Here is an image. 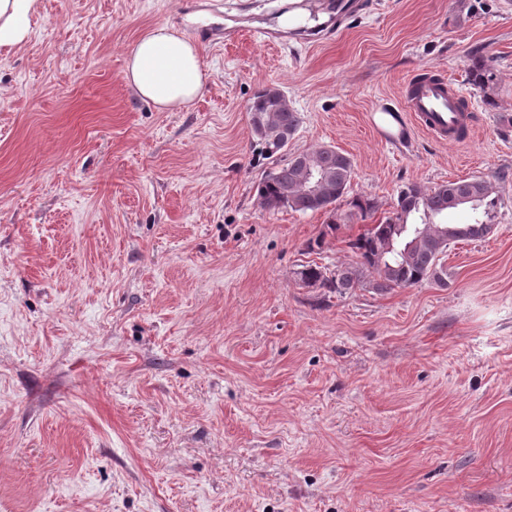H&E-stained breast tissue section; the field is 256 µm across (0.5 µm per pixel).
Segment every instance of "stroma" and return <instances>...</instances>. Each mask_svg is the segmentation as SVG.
<instances>
[{
  "label": "stroma",
  "instance_id": "1",
  "mask_svg": "<svg viewBox=\"0 0 512 512\" xmlns=\"http://www.w3.org/2000/svg\"><path fill=\"white\" fill-rule=\"evenodd\" d=\"M0 54V512H512V0H359L320 43L255 41L302 0H42ZM241 30L200 41L198 27ZM199 40L207 80L162 112L122 79L139 37ZM492 57L489 92L467 75ZM432 72L468 87L469 139L382 143L368 115ZM300 113L351 195L479 176L495 229L448 284L305 285L367 227L270 210L247 105Z\"/></svg>",
  "mask_w": 512,
  "mask_h": 512
}]
</instances>
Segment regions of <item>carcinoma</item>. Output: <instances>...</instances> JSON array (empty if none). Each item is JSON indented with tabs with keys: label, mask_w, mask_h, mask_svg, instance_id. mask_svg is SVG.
Instances as JSON below:
<instances>
[{
	"label": "carcinoma",
	"mask_w": 512,
	"mask_h": 512,
	"mask_svg": "<svg viewBox=\"0 0 512 512\" xmlns=\"http://www.w3.org/2000/svg\"><path fill=\"white\" fill-rule=\"evenodd\" d=\"M468 77L475 88L486 91L495 77L491 61L473 54ZM247 112L256 137L255 146L272 164L256 187L258 198L268 209L329 214L326 230L307 243L310 253L322 250L326 236L340 228L337 205L349 194L354 174L351 158L338 150L319 148L281 159V154L288 151V142L299 131L302 118L276 86L257 89ZM311 171L322 176L315 193L306 189ZM492 194L493 186L481 177L443 182L430 190L406 184L388 215L347 242L355 256L352 264L329 272L323 266L309 263L298 272L300 280L339 293L366 287L388 293L424 282L445 287L448 272L444 258L449 248L461 241L482 239L492 232L490 212L497 205ZM349 205L362 218L378 211L377 202L369 198L354 197ZM459 207L477 211L473 222L443 221L449 211Z\"/></svg>",
	"instance_id": "carcinoma-1"
}]
</instances>
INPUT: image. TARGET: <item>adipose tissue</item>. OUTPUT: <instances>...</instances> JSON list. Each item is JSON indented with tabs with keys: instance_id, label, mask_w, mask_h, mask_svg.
Here are the masks:
<instances>
[{
	"instance_id": "1",
	"label": "adipose tissue",
	"mask_w": 512,
	"mask_h": 512,
	"mask_svg": "<svg viewBox=\"0 0 512 512\" xmlns=\"http://www.w3.org/2000/svg\"><path fill=\"white\" fill-rule=\"evenodd\" d=\"M40 7V0H0V54L28 43ZM122 78L158 110L175 111L199 94L206 76L196 42L175 27L158 25L128 52Z\"/></svg>"
}]
</instances>
